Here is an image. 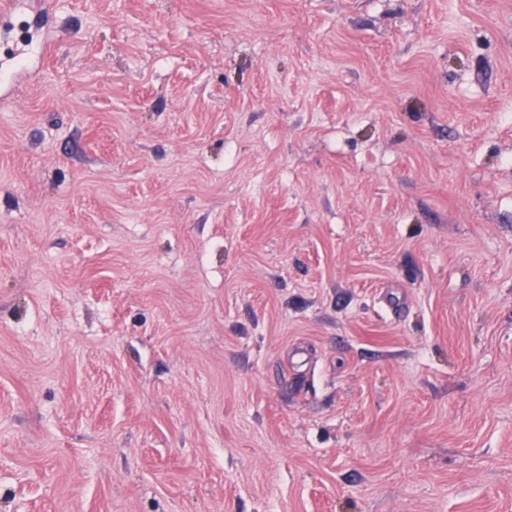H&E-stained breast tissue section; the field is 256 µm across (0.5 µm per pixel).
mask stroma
<instances>
[{
    "mask_svg": "<svg viewBox=\"0 0 512 512\" xmlns=\"http://www.w3.org/2000/svg\"><path fill=\"white\" fill-rule=\"evenodd\" d=\"M36 14L0 512H512V0Z\"/></svg>",
    "mask_w": 512,
    "mask_h": 512,
    "instance_id": "stroma-1",
    "label": "stroma"
}]
</instances>
